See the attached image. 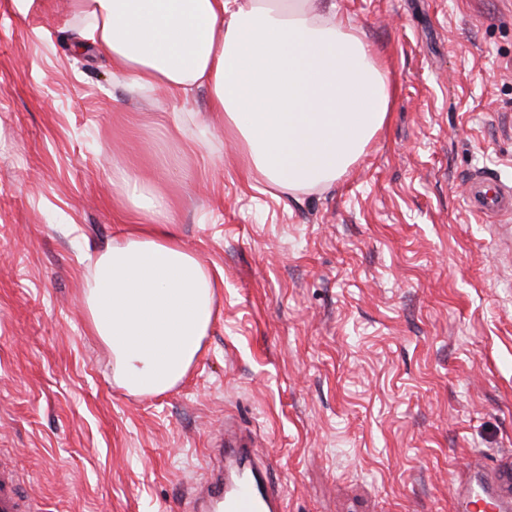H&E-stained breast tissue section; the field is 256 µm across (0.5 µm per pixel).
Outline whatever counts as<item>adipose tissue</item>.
Wrapping results in <instances>:
<instances>
[{"instance_id": "adipose-tissue-1", "label": "adipose tissue", "mask_w": 512, "mask_h": 512, "mask_svg": "<svg viewBox=\"0 0 512 512\" xmlns=\"http://www.w3.org/2000/svg\"><path fill=\"white\" fill-rule=\"evenodd\" d=\"M80 50L131 92L208 94L245 175L291 193L329 189L383 129L389 70L335 0H68ZM139 215L100 252L84 309L113 373L142 396L179 384L215 319L216 276L181 243L159 181L125 172Z\"/></svg>"}]
</instances>
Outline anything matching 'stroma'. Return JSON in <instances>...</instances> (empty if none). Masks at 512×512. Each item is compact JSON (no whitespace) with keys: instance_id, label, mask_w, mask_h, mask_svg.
I'll list each match as a JSON object with an SVG mask.
<instances>
[{"instance_id":"stroma-1","label":"stroma","mask_w":512,"mask_h":512,"mask_svg":"<svg viewBox=\"0 0 512 512\" xmlns=\"http://www.w3.org/2000/svg\"><path fill=\"white\" fill-rule=\"evenodd\" d=\"M394 69L389 120L330 190L245 180L214 125L171 140L75 54L66 0H0V450L47 512H193L239 427L286 512H453L512 468V252L464 207L512 179V0H336ZM168 177L224 281L185 378L127 392L86 324L92 259L131 223L123 172Z\"/></svg>"}]
</instances>
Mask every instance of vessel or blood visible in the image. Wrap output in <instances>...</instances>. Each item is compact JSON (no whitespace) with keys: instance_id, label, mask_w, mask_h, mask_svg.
Instances as JSON below:
<instances>
[{"instance_id":"b4317fda","label":"vessel or blood","mask_w":512,"mask_h":512,"mask_svg":"<svg viewBox=\"0 0 512 512\" xmlns=\"http://www.w3.org/2000/svg\"><path fill=\"white\" fill-rule=\"evenodd\" d=\"M463 197L465 208L480 219L512 222V180L506 181L492 168L482 166L471 171ZM229 471L216 474L207 483L198 512H284L283 497L268 483L255 451L237 440L226 439ZM26 476L17 471L8 455H0V512H45L43 500L27 493ZM463 506L480 502L492 512H512V496H486L472 486L462 487Z\"/></svg>"}]
</instances>
